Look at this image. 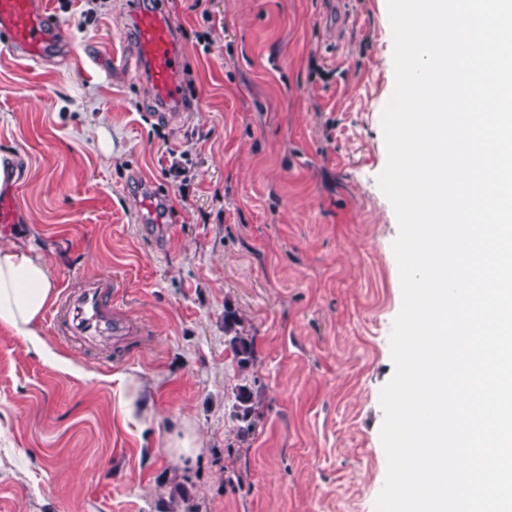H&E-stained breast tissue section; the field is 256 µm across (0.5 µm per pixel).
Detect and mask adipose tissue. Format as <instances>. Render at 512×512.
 Listing matches in <instances>:
<instances>
[{
  "label": "adipose tissue",
  "instance_id": "ef3b65f1",
  "mask_svg": "<svg viewBox=\"0 0 512 512\" xmlns=\"http://www.w3.org/2000/svg\"><path fill=\"white\" fill-rule=\"evenodd\" d=\"M55 299L52 274L39 255L18 245L0 246V329L46 349L38 324Z\"/></svg>",
  "mask_w": 512,
  "mask_h": 512
}]
</instances>
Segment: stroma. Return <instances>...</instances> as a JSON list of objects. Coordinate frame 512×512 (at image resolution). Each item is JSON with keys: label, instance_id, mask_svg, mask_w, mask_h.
<instances>
[{"label": "stroma", "instance_id": "stroma-1", "mask_svg": "<svg viewBox=\"0 0 512 512\" xmlns=\"http://www.w3.org/2000/svg\"><path fill=\"white\" fill-rule=\"evenodd\" d=\"M51 2L98 64L0 48V154L18 163L0 245L32 246L57 293L39 322L50 353L0 329V512H375L402 305L378 184L387 0H161L187 100L166 115L142 71L108 73L130 48L128 0ZM103 278L127 359L63 317ZM228 310L253 338L245 369ZM133 395L151 420L127 414ZM186 428L191 458L169 446Z\"/></svg>", "mask_w": 512, "mask_h": 512}]
</instances>
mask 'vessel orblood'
Returning <instances> with one entry per match:
<instances>
[{"mask_svg": "<svg viewBox=\"0 0 512 512\" xmlns=\"http://www.w3.org/2000/svg\"><path fill=\"white\" fill-rule=\"evenodd\" d=\"M129 32L137 48L135 59L113 56V72L143 67L150 93L157 104L175 112L182 105L184 87L182 55L176 29L164 12L129 0ZM49 0H0V45L25 60H40L59 47L58 31L52 25ZM111 282L84 289L72 300V326L81 333L124 340L130 333L126 321L112 310L108 294Z\"/></svg>", "mask_w": 512, "mask_h": 512, "instance_id": "1", "label": "vessel or blood"}]
</instances>
